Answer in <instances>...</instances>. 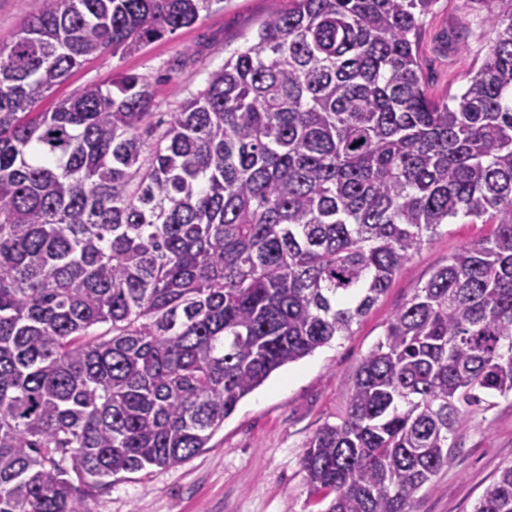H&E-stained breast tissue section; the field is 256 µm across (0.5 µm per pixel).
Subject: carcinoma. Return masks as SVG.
Returning a JSON list of instances; mask_svg holds the SVG:
<instances>
[{
    "label": "carcinoma",
    "instance_id": "obj_1",
    "mask_svg": "<svg viewBox=\"0 0 512 512\" xmlns=\"http://www.w3.org/2000/svg\"><path fill=\"white\" fill-rule=\"evenodd\" d=\"M210 2L43 0L0 42V512H90L193 457L460 215L493 234L390 319L305 445L310 493L414 512L470 408L512 394V0L448 102L417 52L435 0H288L176 112L132 73L35 111ZM474 512H512V465Z\"/></svg>",
    "mask_w": 512,
    "mask_h": 512
}]
</instances>
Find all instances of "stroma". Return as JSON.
I'll return each mask as SVG.
<instances>
[{
	"label": "stroma",
	"instance_id": "35a3bbf8",
	"mask_svg": "<svg viewBox=\"0 0 512 512\" xmlns=\"http://www.w3.org/2000/svg\"><path fill=\"white\" fill-rule=\"evenodd\" d=\"M272 6L273 0H212L192 26L136 53L106 52L84 62L46 92L36 109L53 111L76 89L130 72L149 82L154 111H175L203 88L207 70L244 46ZM493 8L492 0H436L418 38L433 99L458 94L465 73L487 55L495 38L486 23ZM490 232V225L462 217L443 226L412 253L350 335L272 373L197 455L173 467L114 477L110 488L89 501L91 512H324L301 468L305 444L345 414L357 370L397 310L462 246ZM454 441L453 462L417 493L414 512H473L498 470L512 464V395L473 412Z\"/></svg>",
	"mask_w": 512,
	"mask_h": 512
}]
</instances>
